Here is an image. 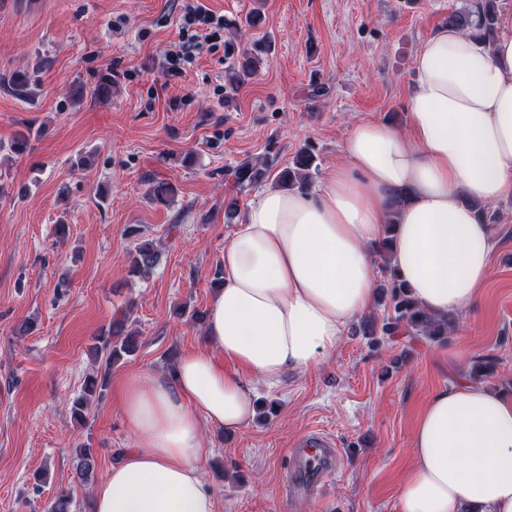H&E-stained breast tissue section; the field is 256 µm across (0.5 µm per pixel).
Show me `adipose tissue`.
<instances>
[{
	"label": "adipose tissue",
	"mask_w": 512,
	"mask_h": 512,
	"mask_svg": "<svg viewBox=\"0 0 512 512\" xmlns=\"http://www.w3.org/2000/svg\"><path fill=\"white\" fill-rule=\"evenodd\" d=\"M407 125L354 123L307 192H264L224 248L204 348L169 374L132 376L136 436L92 492V512H216L204 425L237 431L257 386L315 367L374 299L371 248L395 222L393 262L443 315L475 304L495 227L475 207L512 196V30L485 43L440 24L413 59ZM399 512H512V397L457 378L418 417Z\"/></svg>",
	"instance_id": "1"
}]
</instances>
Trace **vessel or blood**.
Listing matches in <instances>:
<instances>
[{
	"instance_id": "1",
	"label": "vessel or blood",
	"mask_w": 512,
	"mask_h": 512,
	"mask_svg": "<svg viewBox=\"0 0 512 512\" xmlns=\"http://www.w3.org/2000/svg\"><path fill=\"white\" fill-rule=\"evenodd\" d=\"M339 455L333 438L312 432L297 444L291 457V474L284 484L287 499H296L320 491L336 473Z\"/></svg>"
}]
</instances>
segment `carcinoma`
<instances>
[{
  "label": "carcinoma",
  "instance_id": "1",
  "mask_svg": "<svg viewBox=\"0 0 512 512\" xmlns=\"http://www.w3.org/2000/svg\"><path fill=\"white\" fill-rule=\"evenodd\" d=\"M446 23L473 35L491 41L499 29V7L497 0H471L462 11L452 12L448 15ZM7 84L13 93L26 99L31 95L30 77L25 74H13L7 79ZM317 168L315 157L306 151L299 153L294 159V167L287 168L279 173L278 184L291 190L296 186L308 183L312 171ZM269 173L268 164L246 162L234 170L236 182L241 185H255L262 182ZM131 260L129 273L133 277L147 279L160 259L158 248L150 242L135 246L130 253ZM378 256L382 260V271L386 277V287L390 288L391 309L393 315L383 320L381 331L387 335L392 334L398 326H403L409 333L424 336L431 341L447 334L453 323V318L434 317L413 300L404 283L399 280L392 264V237H386L380 243ZM130 315L124 313L113 318L110 329L96 337L93 347L95 355L104 365L103 370H96L85 377L82 393L77 396L71 405L72 414L82 419L87 414L93 402L100 401L108 385V374L113 364L125 356H131L137 351L136 332L131 329ZM79 462L76 468L77 477L85 481L93 473L95 457L90 448L77 449Z\"/></svg>",
  "mask_w": 512,
  "mask_h": 512
}]
</instances>
